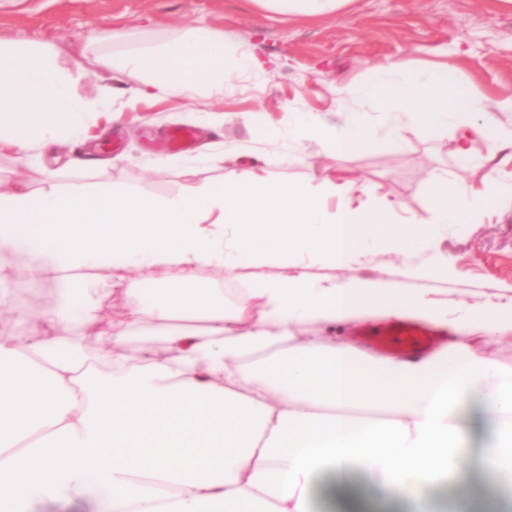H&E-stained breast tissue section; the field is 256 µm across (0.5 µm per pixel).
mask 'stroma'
<instances>
[{"label": "stroma", "mask_w": 512, "mask_h": 512, "mask_svg": "<svg viewBox=\"0 0 512 512\" xmlns=\"http://www.w3.org/2000/svg\"><path fill=\"white\" fill-rule=\"evenodd\" d=\"M192 27L222 31L241 50L260 58L261 77L242 76L223 96L196 93L146 95L140 73L113 72L103 57L120 55L180 36ZM0 41L51 46L57 63L75 79L76 93L110 103L84 140L49 152L0 149V183L23 181L29 189L72 181L122 184L151 196H170L201 183L234 179L259 167L277 184L306 182L320 190L325 178L351 182L355 202L391 209L395 223L433 227V200L425 184L437 175L470 192L484 188L487 174L512 177V146L493 147L477 136L461 140L455 128L426 134L407 116L394 127L377 126L376 148L326 157L321 142L295 140L288 132L297 113H314L336 124L343 112L368 104L343 101L339 88L365 80L370 66L419 72L438 65L500 124L512 125V0H343L329 13L280 15L259 0H0ZM200 128L189 152L171 154L157 169L147 133L171 126ZM280 136L269 139V129ZM471 152L458 160L459 144ZM84 166H73V158ZM55 169L47 177V169ZM431 251L448 257L447 276L405 277L406 265L421 266L424 254L405 258L384 248L369 249L352 272L391 288L428 293L449 311L465 305L512 301V199L470 224H451L435 236ZM7 283L12 300L0 312V336L18 346L42 339L60 292L50 279L30 277L16 265ZM444 343L470 347L479 356L512 368V333L490 339L472 331L448 334ZM476 425L463 437V469L436 475L427 491L432 512H455L461 501L494 493L478 459L495 439L493 424L473 405ZM27 512H99L96 498L64 489L29 502Z\"/></svg>", "instance_id": "stroma-1"}]
</instances>
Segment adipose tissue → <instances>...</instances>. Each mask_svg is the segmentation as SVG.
I'll use <instances>...</instances> for the list:
<instances>
[{"label":"adipose tissue","mask_w":512,"mask_h":512,"mask_svg":"<svg viewBox=\"0 0 512 512\" xmlns=\"http://www.w3.org/2000/svg\"><path fill=\"white\" fill-rule=\"evenodd\" d=\"M102 64L139 71L146 93L172 95L220 93L262 69L223 32L203 27ZM451 77L446 68L394 76L374 67L340 91L367 99L371 111H348L336 126L303 112L290 135L318 139L337 155L375 147V123L407 114L428 133L455 127L512 144V129L460 96ZM106 107L75 93L50 48L0 42V147L22 152L79 138ZM428 185L442 225L471 223L512 193L491 175L469 202L456 184ZM348 193L331 179L318 194L253 169L166 197L79 181L61 190L0 188V252L23 253L62 285L52 321L97 327L105 345L91 364L63 336L25 346L0 337V512H26L32 498L64 488L96 496L100 512H313L322 478L336 512H358L356 469L380 476L388 498L416 500L435 473L463 466V408L473 403L496 432L479 464L512 491V369L461 345L399 360L296 336L306 322L333 326L373 308L394 317L411 311L455 332H512V303L452 316L421 293L310 275V264L349 267L370 247L408 255L434 235L392 223L382 207H351ZM269 263L279 274L238 289L229 312L223 289L201 276ZM130 272L154 285L152 297L128 322L99 327L97 299ZM145 320L162 326L163 355L129 353L128 332ZM376 405L390 422L347 412Z\"/></svg>","instance_id":"1"}]
</instances>
